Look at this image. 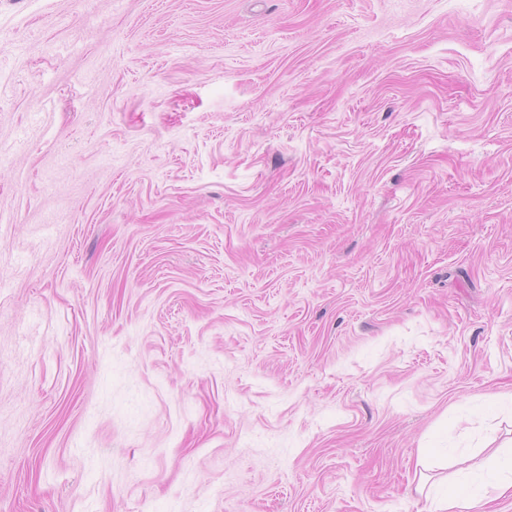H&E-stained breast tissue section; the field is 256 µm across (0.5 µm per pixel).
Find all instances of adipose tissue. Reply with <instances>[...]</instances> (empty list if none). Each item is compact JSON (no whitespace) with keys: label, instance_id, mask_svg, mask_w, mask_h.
Listing matches in <instances>:
<instances>
[{"label":"adipose tissue","instance_id":"ef3b65f1","mask_svg":"<svg viewBox=\"0 0 512 512\" xmlns=\"http://www.w3.org/2000/svg\"><path fill=\"white\" fill-rule=\"evenodd\" d=\"M486 477L474 490L433 497L430 512H485L486 506L512 492V466L490 457L483 466Z\"/></svg>","mask_w":512,"mask_h":512}]
</instances>
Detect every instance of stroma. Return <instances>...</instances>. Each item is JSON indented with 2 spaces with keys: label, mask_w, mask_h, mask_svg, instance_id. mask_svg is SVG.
<instances>
[{
  "label": "stroma",
  "mask_w": 512,
  "mask_h": 512,
  "mask_svg": "<svg viewBox=\"0 0 512 512\" xmlns=\"http://www.w3.org/2000/svg\"><path fill=\"white\" fill-rule=\"evenodd\" d=\"M0 154V512L512 457V0H0Z\"/></svg>",
  "instance_id": "obj_1"
}]
</instances>
